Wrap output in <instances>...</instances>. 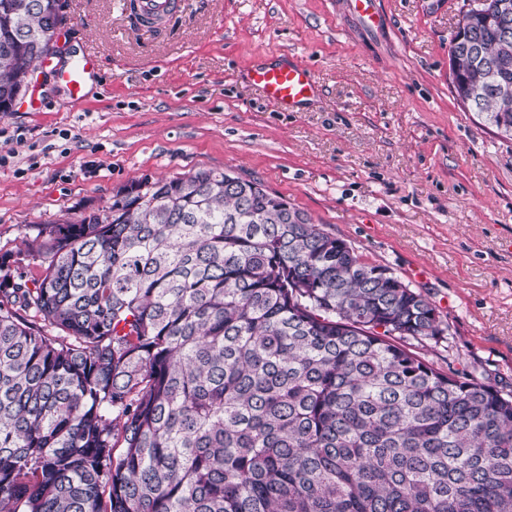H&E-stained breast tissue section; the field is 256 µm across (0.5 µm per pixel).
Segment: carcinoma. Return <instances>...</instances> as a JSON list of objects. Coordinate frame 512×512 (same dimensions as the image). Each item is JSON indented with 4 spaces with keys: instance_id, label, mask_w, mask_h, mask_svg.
I'll list each match as a JSON object with an SVG mask.
<instances>
[{
    "instance_id": "obj_1",
    "label": "carcinoma",
    "mask_w": 512,
    "mask_h": 512,
    "mask_svg": "<svg viewBox=\"0 0 512 512\" xmlns=\"http://www.w3.org/2000/svg\"><path fill=\"white\" fill-rule=\"evenodd\" d=\"M56 3L0 0V112ZM464 50L466 108L512 128V20L468 17ZM22 243L0 512H512V392L408 348L437 307L261 182L144 177Z\"/></svg>"
}]
</instances>
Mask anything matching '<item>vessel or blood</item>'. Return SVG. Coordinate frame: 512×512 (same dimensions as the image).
Masks as SVG:
<instances>
[{
  "label": "vessel or blood",
  "instance_id": "1",
  "mask_svg": "<svg viewBox=\"0 0 512 512\" xmlns=\"http://www.w3.org/2000/svg\"><path fill=\"white\" fill-rule=\"evenodd\" d=\"M58 82L66 89L70 103L83 102L97 81V58L81 52L55 68ZM250 83L279 111L296 112L319 91L311 67L294 58L265 60L253 64L247 72Z\"/></svg>",
  "mask_w": 512,
  "mask_h": 512
}]
</instances>
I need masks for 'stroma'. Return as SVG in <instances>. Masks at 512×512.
Segmentation results:
<instances>
[{
  "mask_svg": "<svg viewBox=\"0 0 512 512\" xmlns=\"http://www.w3.org/2000/svg\"><path fill=\"white\" fill-rule=\"evenodd\" d=\"M124 2L67 0L58 39L102 73L84 104L50 58L0 113V251L131 181L230 170L421 291L446 331L412 351L512 391V137L465 111L449 75L474 0H378L376 26L351 0H183L159 38ZM288 53L321 91L278 112L246 72Z\"/></svg>",
  "mask_w": 512,
  "mask_h": 512,
  "instance_id": "stroma-1",
  "label": "stroma"
}]
</instances>
